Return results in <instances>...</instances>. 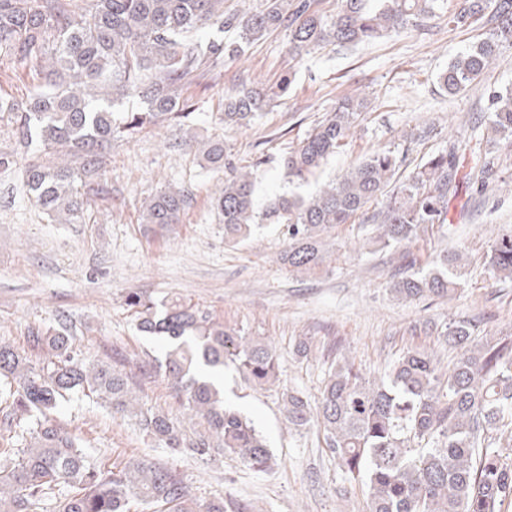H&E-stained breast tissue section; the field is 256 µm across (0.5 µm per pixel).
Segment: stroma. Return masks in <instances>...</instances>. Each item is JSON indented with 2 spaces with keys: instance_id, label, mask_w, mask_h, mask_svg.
I'll use <instances>...</instances> for the list:
<instances>
[{
  "instance_id": "obj_1",
  "label": "stroma",
  "mask_w": 512,
  "mask_h": 512,
  "mask_svg": "<svg viewBox=\"0 0 512 512\" xmlns=\"http://www.w3.org/2000/svg\"><path fill=\"white\" fill-rule=\"evenodd\" d=\"M479 38L475 29L449 30L442 18L420 31L295 58L284 30L267 34L243 57L214 62L185 86L192 108L183 122L159 125L134 141H113L104 191L74 224L48 223L27 196L21 170H1L0 342L35 361L42 352L30 343V330L67 326L81 356L122 370L147 405L173 414L180 403L151 367L160 343L137 331L125 303L130 291L157 300L183 298L226 326L269 342L277 356L278 380L264 390L235 371L224 373L227 402L255 421L277 459L267 471L231 454L202 461L155 447L133 420L79 395L52 410L50 420L78 436L93 460L111 466L146 456L172 469L203 505L225 499L250 504L254 512H367L361 485L341 472L321 430H289L282 394L317 396L329 364L341 355L370 377L415 346L435 350L444 365H452L455 350L412 334V325L425 318L480 316L485 336H512V283L496 279L484 263L493 234L512 231V148L496 151V181L487 190L463 185L464 213L452 228L427 227L402 246L424 268L445 250L465 249L468 271L450 302H403L390 294L394 253L368 244L383 200L337 227L332 263L316 275L279 267L276 258L288 244L279 225L261 224L250 239L225 243L212 200L231 167L256 161L258 205L288 191L280 157L347 94L363 98L367 108L348 145L300 194L340 178L380 149L400 159L401 182L446 150L449 136L478 150L489 91L512 85V46H503L480 82L458 94H448L439 75ZM289 73L295 80L288 92L274 97L261 117L242 127L225 125L226 95L276 87ZM214 137L224 142L228 166L222 170L201 160L204 143ZM166 188L184 191L187 205L180 222L162 230L143 223L142 213ZM301 339L311 346L305 358L293 353Z\"/></svg>"
}]
</instances>
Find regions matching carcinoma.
Segmentation results:
<instances>
[{
    "mask_svg": "<svg viewBox=\"0 0 512 512\" xmlns=\"http://www.w3.org/2000/svg\"><path fill=\"white\" fill-rule=\"evenodd\" d=\"M448 15V29L481 28L482 38L458 55L439 76L454 95L476 81L501 47L512 43V0H342L328 18L310 0H265L249 12H224V0H0V53L29 68L33 90L21 101L0 100L12 115L23 154L0 153V169L22 166L26 192L51 223L71 224L83 215L92 183L101 176L112 141L133 138L164 122L188 116L183 87L195 73L224 57H238L264 35L288 32L290 51L307 54L325 45L370 43L408 29L421 30ZM234 30L236 40L202 43L203 29ZM284 76L270 92L243 88L224 99V124L244 126L272 96L288 90ZM139 96L143 107L114 117L115 102ZM487 143H512V87L488 96ZM355 95L342 97L307 137L281 158L288 179L305 181L348 144L362 112ZM459 148L450 146L411 180L387 192L400 160L391 150L371 153L338 181L307 197L280 195L255 208L258 169L235 171L213 199L222 217L224 241L247 239L258 224H278L288 246L277 262L297 274L324 271L331 260L326 242L341 224L378 196L390 194L379 213L376 242L383 248L410 241L423 224H451L458 198ZM206 162L224 168V144L206 143ZM470 173L486 185L495 162L475 158ZM187 203L181 191L165 190L146 206L148 224L179 223ZM468 257L445 251L428 272L400 273L390 292L401 301L453 299ZM496 277L512 282V234L496 236L485 254ZM126 305L138 331L166 342L157 371L181 401L172 418L140 402L127 375L79 357L67 329H33L37 361L0 345V390L11 403L0 429L55 408L74 393L101 400L135 424L159 447L181 448L208 460L226 452L258 471L274 465L265 436L252 419L226 404L215 377L232 366L261 389L277 378L268 342L224 326L197 306L171 298L157 303L131 291ZM415 329L460 351L453 367H441L433 351L411 347L379 380L367 379L344 357L331 363L315 401L286 394L288 428L315 424L330 455L367 491L368 512H501L512 502V464L497 443L512 437V339L478 338V320L456 315L444 327L423 321ZM146 503L157 512H250L233 501H213L201 510L172 470L144 458L120 468L88 459L80 439L40 420L22 448H0V512H131Z\"/></svg>",
    "mask_w": 512,
    "mask_h": 512,
    "instance_id": "obj_1",
    "label": "carcinoma"
}]
</instances>
